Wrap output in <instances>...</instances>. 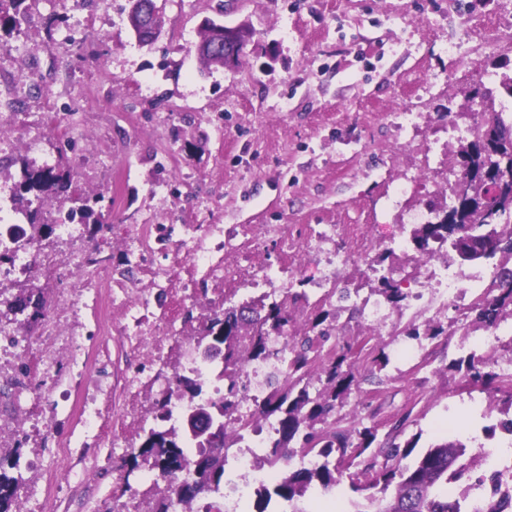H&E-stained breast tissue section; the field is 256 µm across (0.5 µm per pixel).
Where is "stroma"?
<instances>
[{
    "instance_id": "1",
    "label": "stroma",
    "mask_w": 512,
    "mask_h": 512,
    "mask_svg": "<svg viewBox=\"0 0 512 512\" xmlns=\"http://www.w3.org/2000/svg\"><path fill=\"white\" fill-rule=\"evenodd\" d=\"M22 31L0 27V47L23 52L0 70V94L18 97L12 140L0 159V187L20 193L26 172L51 162L65 186L33 202L34 221L52 227L50 263L28 264L6 280L5 299L31 286L44 318L0 312V458L18 484L8 512H155L166 487L158 472L133 466L145 428L196 349L211 311L254 296L261 268L301 284L310 302L329 299L357 343L367 325L332 288H362L355 241L336 233L356 224L378 235L403 229L405 206L389 198L400 173L421 168L446 118L467 127L484 71L512 73V0H169L165 33L151 45L131 33L128 0H25ZM247 22L252 42L235 68L204 67L195 51L205 20ZM463 43L456 66L445 47ZM412 106L419 127L400 140L387 115ZM79 127L76 139L61 129ZM41 131L40 152L25 138ZM92 201L95 222L62 242L61 213ZM161 224L170 242L192 235L211 250L212 268L183 255H156L168 279L121 281L136 259L139 225ZM224 227L216 244L209 227ZM351 254L343 266L336 252ZM78 292L74 311L63 295ZM383 330L392 360L382 394L359 382L338 414L340 427L372 418L388 431L409 414L404 438L418 450L436 428L478 455L484 428L498 420L497 394L453 368L470 352L469 317L441 314L448 333L417 345L408 360L403 321L387 307ZM60 333L46 335L51 323ZM82 336L84 359L66 338Z\"/></svg>"
}]
</instances>
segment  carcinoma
<instances>
[{"mask_svg": "<svg viewBox=\"0 0 512 512\" xmlns=\"http://www.w3.org/2000/svg\"><path fill=\"white\" fill-rule=\"evenodd\" d=\"M18 6L23 0H0V19L11 23L14 29L30 24L26 13L9 14L4 3ZM483 110L481 120L472 127L471 140L461 146L459 154L469 159L458 183L474 180L483 172L486 160L496 162L500 180L512 187V141L499 135L512 130L503 113L496 111L491 93L481 94ZM61 182L54 168H45L29 174L28 189L49 190ZM437 221L416 224L410 238L416 254L404 260V265L416 272L417 258L430 251L433 242H446L456 254L458 266L463 267L483 259L501 256L499 276L491 287L474 302L476 322L490 327L500 321L512 320V288L504 287L512 278V225L499 224L497 219L512 211V197L491 199L482 203L460 200L456 194L450 200L432 205ZM371 291L384 296L395 307L405 300L400 283L386 277L373 279ZM304 303L310 307L306 293H287L276 299L268 295L247 300L237 306H228L209 317L206 332L196 338V344L217 343L224 347V359L212 364L216 377L224 381V395L213 397L204 391V380L194 372L174 375L175 394L181 410L173 413L168 408L171 399L163 403L165 410L158 419L163 425L151 427L136 452L132 453L134 466H147L169 480L164 491L162 508L170 512L174 504L186 508L217 494L224 480L228 450L237 448L240 437L237 428L249 424L241 414L242 403L248 391L246 368L252 363L280 366L271 378L268 392L254 399V413L264 419L275 418V437L269 455L275 460L288 462L297 456L313 454L316 462L292 469L271 487L257 490L259 497L270 502L272 496L292 504L291 512H306L295 505L312 486L321 493H332L343 478L350 479L356 491L374 490L367 497L365 512H497L493 508L478 510L468 502V493L458 494L455 486L463 479H472L479 459L465 458L466 445L458 439L438 437L414 463L405 464L416 447L413 440L399 441L410 414L401 416L385 434H379L377 425L359 422L351 429L336 428V408L349 398L352 387L363 380L374 381L378 372L389 364L385 346L380 337L376 345L348 361L351 346L339 347L332 358L324 347L337 336L336 313L328 310L312 312L302 330L290 332L292 316L288 303ZM11 308L23 312L33 309L32 319L44 316L41 292L29 288L27 293L15 297ZM406 335L419 339H434L446 332L443 324L435 320L410 322ZM285 340L275 348L271 341ZM465 369L469 380L490 388L498 378L489 359L469 354L456 364ZM321 388L311 391L313 382ZM383 458L380 467L364 463V455ZM16 479L0 463V512H8L15 493Z\"/></svg>", "mask_w": 512, "mask_h": 512, "instance_id": "1", "label": "carcinoma"}]
</instances>
